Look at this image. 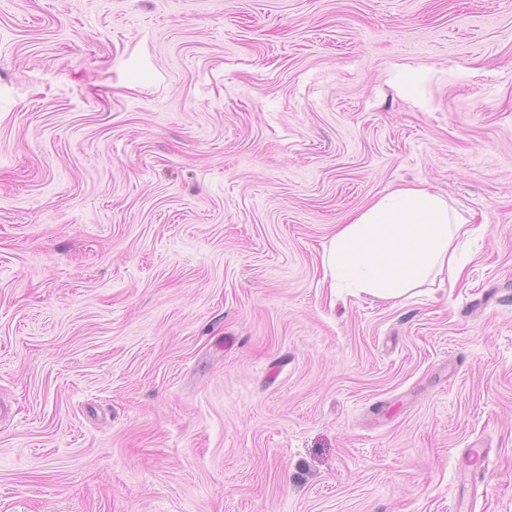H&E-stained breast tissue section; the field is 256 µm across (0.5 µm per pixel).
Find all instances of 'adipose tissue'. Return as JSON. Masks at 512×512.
Returning <instances> with one entry per match:
<instances>
[{"mask_svg": "<svg viewBox=\"0 0 512 512\" xmlns=\"http://www.w3.org/2000/svg\"><path fill=\"white\" fill-rule=\"evenodd\" d=\"M463 220L421 186H401L352 217L333 236L323 266L376 298L403 301L430 275L457 279L466 265Z\"/></svg>", "mask_w": 512, "mask_h": 512, "instance_id": "1", "label": "adipose tissue"}]
</instances>
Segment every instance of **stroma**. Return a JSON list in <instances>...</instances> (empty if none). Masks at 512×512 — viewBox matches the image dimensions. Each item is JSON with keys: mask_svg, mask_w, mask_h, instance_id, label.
Returning a JSON list of instances; mask_svg holds the SVG:
<instances>
[{"mask_svg": "<svg viewBox=\"0 0 512 512\" xmlns=\"http://www.w3.org/2000/svg\"><path fill=\"white\" fill-rule=\"evenodd\" d=\"M0 403V512H512V0H0ZM421 186H400L352 217L333 236L323 266L336 279L386 301H403L431 274L456 280L472 230ZM461 232V233H460ZM464 241L454 244L460 236Z\"/></svg>", "mask_w": 512, "mask_h": 512, "instance_id": "stroma-1", "label": "stroma"}]
</instances>
